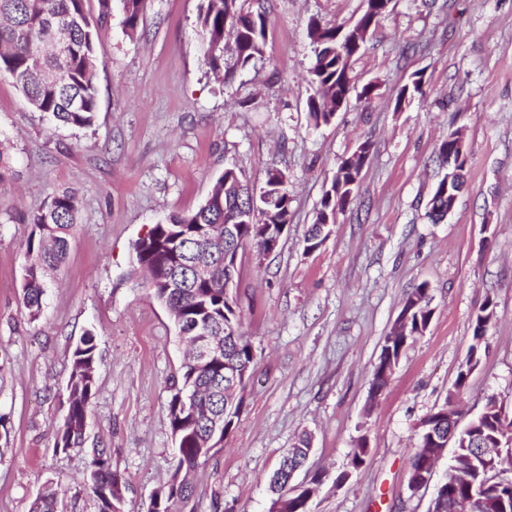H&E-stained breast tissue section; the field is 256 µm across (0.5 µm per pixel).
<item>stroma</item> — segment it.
Segmentation results:
<instances>
[{"label":"stroma","instance_id":"obj_1","mask_svg":"<svg viewBox=\"0 0 512 512\" xmlns=\"http://www.w3.org/2000/svg\"><path fill=\"white\" fill-rule=\"evenodd\" d=\"M201 0H147L128 37L120 13L97 44V120L55 127L0 76V512H29L53 485L63 512H98L85 487L91 447L122 480V512H146L176 466L169 403L182 346L151 296L132 245L175 213L196 211L224 168L254 184L288 175L293 218L266 256H240L234 296L254 349L242 412L221 450L191 475L176 512H268L269 479L296 437L312 450L296 483L325 481L310 512H427L408 488L419 423L447 400L486 301L497 320L459 400L470 420L494 394L512 409V0H396L351 62L371 100L350 97L313 128L310 19L355 20L363 0H265L264 54L232 80L204 62L195 34ZM421 96L397 104L413 74ZM467 143L468 189L444 221L426 217L448 131ZM370 155L355 201L329 238H304L340 160ZM79 197L67 261L31 318L21 296L28 215L58 192ZM427 284L433 315L409 340L391 381L370 398L372 367L402 303ZM97 336V391L84 447L56 449L71 352ZM369 457L352 470L360 437ZM349 473L337 484L340 473Z\"/></svg>","mask_w":512,"mask_h":512}]
</instances>
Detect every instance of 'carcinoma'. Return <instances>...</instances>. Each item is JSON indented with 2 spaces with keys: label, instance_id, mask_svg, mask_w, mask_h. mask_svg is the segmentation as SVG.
<instances>
[{
  "label": "carcinoma",
  "instance_id": "cac0c4a2",
  "mask_svg": "<svg viewBox=\"0 0 512 512\" xmlns=\"http://www.w3.org/2000/svg\"><path fill=\"white\" fill-rule=\"evenodd\" d=\"M88 0H0V76L9 77L26 97L32 109L41 112L57 125L86 128L93 125L98 111V90L94 82L98 58L95 42L101 26L117 7L123 15L125 32L137 33L145 12V0H97V14L86 9ZM59 26L69 33L68 52L40 55L37 47L51 37ZM268 15L263 6L246 11L239 0H201L196 20V35L203 55L212 69L219 68L224 56V33L235 34L236 65L244 68L263 56ZM339 25H323L312 19L308 24V36L315 45V62L310 69V84L314 95L309 99L310 116L314 121L329 124L336 115V98L349 95L354 89L348 75L337 67L340 53L346 46V35ZM423 94L422 77L414 75L399 93V100L409 102ZM341 193L325 195L320 202L319 213L335 209L345 210L350 205L353 173L344 163H339ZM266 191L259 195L250 193V186L242 179L236 167H227L217 177L213 188L200 208L184 215H172L166 222L155 224L146 238H138L133 252L139 267L146 268L149 279L145 282L153 297L165 305L178 320L181 336L190 342L198 329L209 327L213 335L222 337L220 347L222 361L211 369H197L191 361L182 365L181 387L170 401V426L178 443L176 467L189 471L210 454L201 451L200 444L209 436L206 416L219 417L224 432H229L240 415L243 404L240 384L233 404L224 408V375L227 362H253L254 354L250 339L240 331L241 321L236 301L224 300V289L208 288L203 284L189 288H172L174 270L170 265L169 251L179 248L186 262H207L212 267L213 278L224 280V247L220 239L208 242L201 229L208 224L236 225L237 247L251 242L252 225L256 216L274 224H288L292 220V195L288 176L281 170L266 171ZM447 176L435 185L428 202V215L435 223L448 215V198L444 197ZM79 200L75 193L63 191L55 194L42 208L29 216L33 230L27 240L28 263L24 268L21 293L30 315L39 314L46 277L60 268L75 224ZM420 301V306L410 312L408 335L391 332L374 366L370 389L377 388L378 374L391 363H399L411 332L430 323L433 310L429 307L428 288L422 283L407 296ZM473 338L469 347L468 361L479 364L482 355L483 336L479 333L477 319H472ZM97 344L95 334L88 330L76 342L71 354V373L67 390V411L58 426L55 439L57 448H75L84 443L83 422L96 394ZM428 427L420 434V442L432 438H451L455 452L472 460L469 481L458 480L440 492L435 503L437 512H450L458 497H483L484 507L478 512H512V484L490 492L483 489L484 460L482 448L497 438L504 445L503 458L512 466V433L501 431L496 425V415L475 416L470 424L458 425V419L450 418L445 406H439L427 417ZM311 449V439L304 434L293 448L288 450V460L303 464ZM370 454L367 439L358 440L350 461L359 470ZM427 458L414 451L408 473V483L422 478ZM119 475L112 471L110 457L103 448L93 450L87 476L88 487L99 502V512H112L113 486ZM192 495L190 485L178 494L172 493V484L158 489L152 497L147 512H172L176 499L186 502ZM30 512H59L58 494L46 488L32 503Z\"/></svg>",
  "mask_w": 512,
  "mask_h": 512
}]
</instances>
